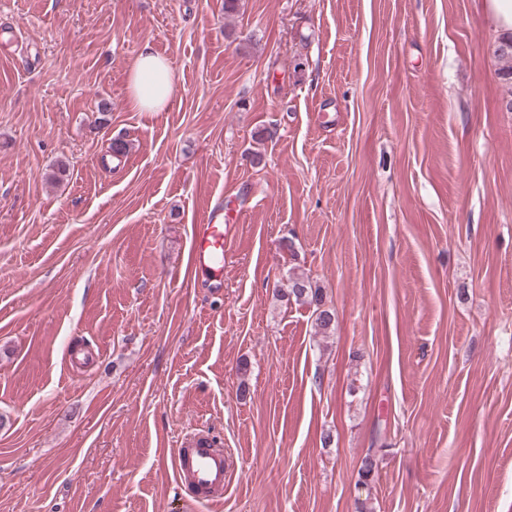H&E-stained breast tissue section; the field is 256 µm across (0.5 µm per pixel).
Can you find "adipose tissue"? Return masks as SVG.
Instances as JSON below:
<instances>
[{
	"instance_id": "ef3b65f1",
	"label": "adipose tissue",
	"mask_w": 512,
	"mask_h": 512,
	"mask_svg": "<svg viewBox=\"0 0 512 512\" xmlns=\"http://www.w3.org/2000/svg\"><path fill=\"white\" fill-rule=\"evenodd\" d=\"M127 84L135 108L161 112L172 104L174 73L168 61L151 47H143L127 73Z\"/></svg>"
}]
</instances>
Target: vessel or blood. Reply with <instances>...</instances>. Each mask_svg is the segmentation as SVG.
<instances>
[{
  "mask_svg": "<svg viewBox=\"0 0 512 512\" xmlns=\"http://www.w3.org/2000/svg\"><path fill=\"white\" fill-rule=\"evenodd\" d=\"M224 215L210 212L197 225L192 238V264L216 284L224 282ZM177 483L189 489L195 503L217 505L224 501V481L230 462L221 445L205 432L184 434L173 450Z\"/></svg>",
  "mask_w": 512,
  "mask_h": 512,
  "instance_id": "b4317fda",
  "label": "vessel or blood"
}]
</instances>
